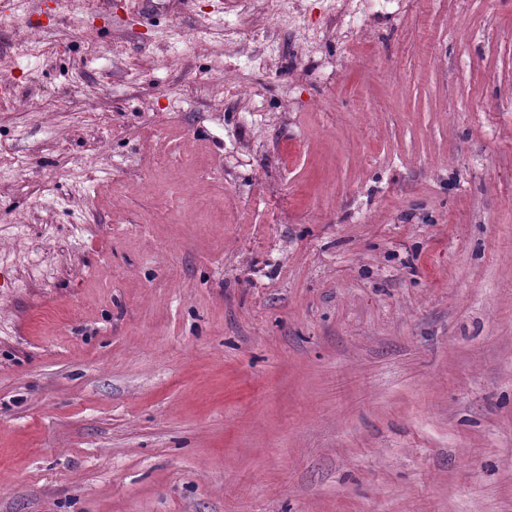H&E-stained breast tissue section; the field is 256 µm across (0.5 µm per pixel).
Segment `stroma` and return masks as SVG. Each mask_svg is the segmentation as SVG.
I'll list each match as a JSON object with an SVG mask.
<instances>
[{"instance_id":"35a3bbf8","label":"stroma","mask_w":512,"mask_h":512,"mask_svg":"<svg viewBox=\"0 0 512 512\" xmlns=\"http://www.w3.org/2000/svg\"><path fill=\"white\" fill-rule=\"evenodd\" d=\"M139 2L0 18V512H512V0Z\"/></svg>"}]
</instances>
